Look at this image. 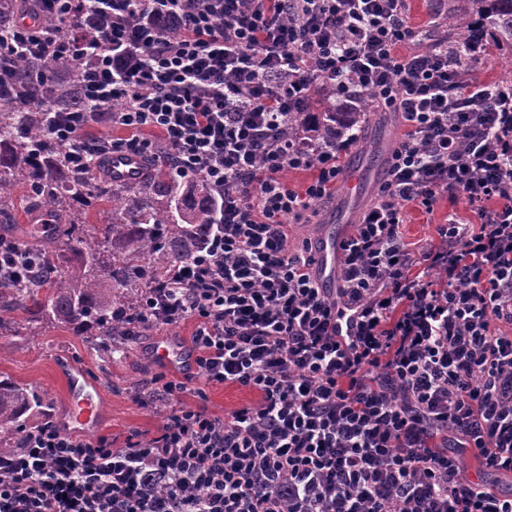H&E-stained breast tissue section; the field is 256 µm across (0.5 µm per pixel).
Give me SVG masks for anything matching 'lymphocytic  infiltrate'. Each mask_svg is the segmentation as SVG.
<instances>
[{
    "label": "lymphocytic infiltrate",
    "instance_id": "obj_1",
    "mask_svg": "<svg viewBox=\"0 0 512 512\" xmlns=\"http://www.w3.org/2000/svg\"><path fill=\"white\" fill-rule=\"evenodd\" d=\"M46 11L54 28L0 39V101L5 59L54 57L50 85L84 103L47 117L68 165L164 159L219 208L139 307L144 329L196 323L193 372L148 397L163 424L117 446L41 421L0 453V512H512L486 482L512 476V85L466 78L485 44L419 49L407 0H35ZM322 85L328 111L366 104L405 128L332 288L312 246H288L359 139L349 123L289 136ZM291 170L314 176L297 188ZM444 194L473 220L411 246L407 209ZM198 379L259 398L218 417L183 403Z\"/></svg>",
    "mask_w": 512,
    "mask_h": 512
}]
</instances>
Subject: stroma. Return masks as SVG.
<instances>
[{"mask_svg": "<svg viewBox=\"0 0 512 512\" xmlns=\"http://www.w3.org/2000/svg\"><path fill=\"white\" fill-rule=\"evenodd\" d=\"M404 129L394 112H371L364 118L361 139L344 159V168L356 183L355 190L339 186L328 199L312 206L309 221L289 226L288 245L298 248L319 244L322 236L354 233V214L364 211L385 178L388 157ZM453 213L466 219L469 205L464 198L441 197L434 216L409 212L404 233L409 240L424 241L434 234V221ZM193 322L152 328L135 337L123 353L106 354L92 336H80L69 327L48 321H29L15 315L6 335H0V376L20 385L35 387L51 403V413L64 431L72 426L66 406L64 371L75 366L99 392L101 420L97 434L124 438L137 429L153 434L164 417L144 404L145 395L158 377L175 378L172 368L159 360L156 348L169 345L190 352Z\"/></svg>", "mask_w": 512, "mask_h": 512, "instance_id": "stroma-1", "label": "stroma"}]
</instances>
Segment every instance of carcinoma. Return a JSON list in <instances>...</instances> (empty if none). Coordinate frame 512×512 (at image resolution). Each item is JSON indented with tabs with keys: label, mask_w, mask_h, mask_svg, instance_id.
Listing matches in <instances>:
<instances>
[{
	"label": "carcinoma",
	"mask_w": 512,
	"mask_h": 512,
	"mask_svg": "<svg viewBox=\"0 0 512 512\" xmlns=\"http://www.w3.org/2000/svg\"><path fill=\"white\" fill-rule=\"evenodd\" d=\"M452 8L463 40L479 27L512 48V0H452ZM56 67L51 56L17 61L8 101L0 102V224L11 223L13 193L26 187L51 219L49 239L56 243L39 245L29 229L0 233V243L31 250L41 263L32 277L0 288V329L4 314L20 312L32 321L93 331L110 345L120 334L118 314H136L147 288L167 278L207 236L215 202L206 181L181 178L165 165L133 183L106 177L95 187L70 171L41 117L76 108L80 93L55 91L30 78L35 70ZM93 200L112 208L104 223L89 227L83 211ZM43 404L36 390L0 379V451L20 447L22 426Z\"/></svg>",
	"instance_id": "cac0c4a2"
}]
</instances>
